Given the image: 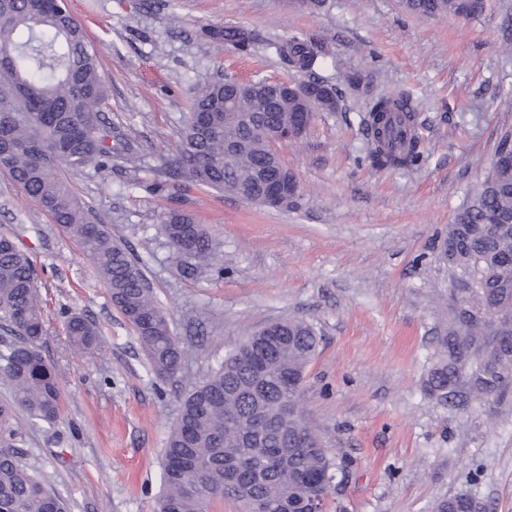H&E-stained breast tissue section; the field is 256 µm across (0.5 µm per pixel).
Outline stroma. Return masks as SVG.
<instances>
[{"mask_svg": "<svg viewBox=\"0 0 512 512\" xmlns=\"http://www.w3.org/2000/svg\"><path fill=\"white\" fill-rule=\"evenodd\" d=\"M98 53L112 139L131 150L106 172L72 176L76 194L139 258L189 354L167 381L148 373L132 327L79 243L0 169V232L31 257L45 359L62 375L55 423L17 413L14 445L68 512H154L168 431L192 387L260 326L307 320L321 336L305 402L337 463L325 512H432L456 494L512 512V394L459 390L437 401L422 380L448 322L443 238L512 131V0L474 19L405 12L399 0H70ZM235 27L249 51L204 36ZM325 49L315 69L338 107L281 145L297 207L272 210L167 177L197 88L220 75L295 79L274 48ZM361 78L348 84V74ZM409 91L423 150L411 169L365 162L360 120L373 99ZM204 225L224 273L190 279L162 232L169 211ZM99 344L74 350L68 314Z\"/></svg>", "mask_w": 512, "mask_h": 512, "instance_id": "obj_1", "label": "stroma"}]
</instances>
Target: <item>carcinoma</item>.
I'll list each match as a JSON object with an SVG mask.
<instances>
[{"label": "carcinoma", "instance_id": "cac0c4a2", "mask_svg": "<svg viewBox=\"0 0 512 512\" xmlns=\"http://www.w3.org/2000/svg\"><path fill=\"white\" fill-rule=\"evenodd\" d=\"M403 8L428 17L469 18L484 0H401ZM204 34L245 50L251 38L237 30L208 28ZM280 56L298 72L313 74L323 51L294 38ZM304 85L324 91L317 109L337 107L336 88L312 78ZM236 81L219 76L192 100L177 147L178 169L199 185L240 196L264 172L280 167L274 147L250 134L243 118L261 113L269 126L291 124L299 112L290 98L270 110L247 92L237 94V118L224 116V90ZM107 94L96 50L82 25L60 2L7 0L0 5V163L53 221L75 237L109 291L113 304L134 328L147 370L161 380L176 376L185 352L168 317L157 305L138 259L112 240L104 221L73 192L65 171L81 173L112 165V130L103 112ZM365 160L375 167L408 168L421 156L417 113L404 90L375 100L363 118ZM243 148L224 160V147ZM181 259L182 273L201 274L218 259L207 230L172 212L162 224ZM454 288L448 334L441 337L427 391L446 398L466 387L478 398H504L512 391V134L499 140L495 159L469 203L448 225L443 240ZM0 320L19 342L0 351V373L12 401L0 404V439L11 438L15 410L51 422L58 417L61 380L40 350L44 334L35 270L28 255L0 236ZM71 345L90 351L98 330L72 315ZM320 336L304 319L274 322L273 334L248 337L185 397L171 426L156 512H209L228 499L240 512H288L325 500L333 468L319 433L307 416L304 382ZM460 494L438 502L433 512H465ZM0 512H66L64 500L23 465L18 451L0 448Z\"/></svg>", "mask_w": 512, "mask_h": 512}]
</instances>
